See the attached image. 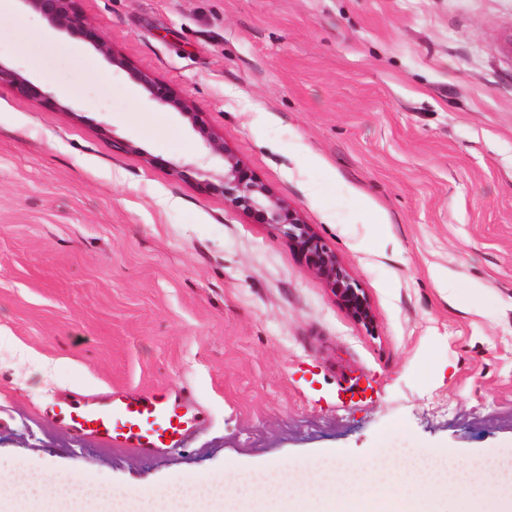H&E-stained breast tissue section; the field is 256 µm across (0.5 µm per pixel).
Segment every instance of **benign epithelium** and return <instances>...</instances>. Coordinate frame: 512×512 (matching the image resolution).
Instances as JSON below:
<instances>
[{"instance_id":"obj_1","label":"benign epithelium","mask_w":512,"mask_h":512,"mask_svg":"<svg viewBox=\"0 0 512 512\" xmlns=\"http://www.w3.org/2000/svg\"><path fill=\"white\" fill-rule=\"evenodd\" d=\"M32 12L49 20L61 32L79 34L88 41L112 66L129 68L128 61L115 51L100 32L78 9L77 0H21ZM140 86L150 97L160 103L171 104L191 123L194 131L204 139L211 154L222 161L223 176L217 189L224 199L237 208L259 213L264 223L281 231L291 245L301 251L309 261L311 271L323 280L335 300L357 323L369 327L373 323L369 298L357 287L352 277L342 266L336 253L327 248L315 235L311 225L285 201L274 197L261 183L247 181L240 177L241 160L225 145L223 138L212 132L201 113L177 92L163 87L148 74L137 76ZM10 84L21 90L32 87L27 78L18 71L0 63V85Z\"/></svg>"}]
</instances>
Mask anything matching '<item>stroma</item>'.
<instances>
[{
  "label": "stroma",
  "mask_w": 512,
  "mask_h": 512,
  "mask_svg": "<svg viewBox=\"0 0 512 512\" xmlns=\"http://www.w3.org/2000/svg\"><path fill=\"white\" fill-rule=\"evenodd\" d=\"M77 7L129 69L25 6L0 21V63L49 95L0 87V470L148 487L325 448L512 459V0ZM142 73L301 214L372 326L225 202ZM123 387L188 398L187 444L140 456L52 414Z\"/></svg>",
  "instance_id": "1"
}]
</instances>
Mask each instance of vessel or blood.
<instances>
[{
    "instance_id": "b4317fda",
    "label": "vessel or blood",
    "mask_w": 512,
    "mask_h": 512,
    "mask_svg": "<svg viewBox=\"0 0 512 512\" xmlns=\"http://www.w3.org/2000/svg\"><path fill=\"white\" fill-rule=\"evenodd\" d=\"M57 417L75 432L144 455L182 447L197 423L191 403L167 390L82 396L60 406Z\"/></svg>"
}]
</instances>
